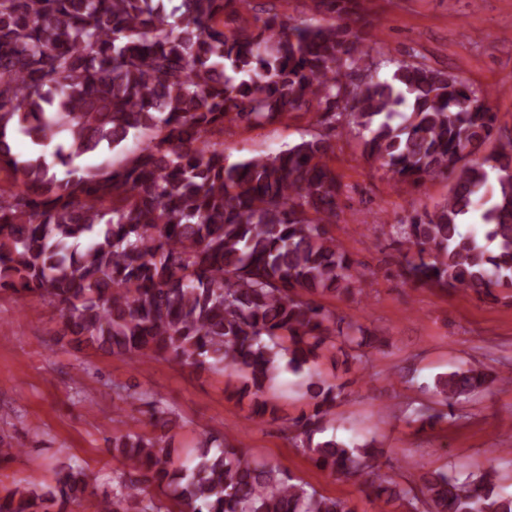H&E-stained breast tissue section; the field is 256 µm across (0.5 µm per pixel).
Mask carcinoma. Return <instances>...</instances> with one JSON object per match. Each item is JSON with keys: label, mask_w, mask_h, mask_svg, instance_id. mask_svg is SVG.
Returning a JSON list of instances; mask_svg holds the SVG:
<instances>
[{"label": "carcinoma", "mask_w": 512, "mask_h": 512, "mask_svg": "<svg viewBox=\"0 0 512 512\" xmlns=\"http://www.w3.org/2000/svg\"><path fill=\"white\" fill-rule=\"evenodd\" d=\"M314 3L329 21L291 20L288 0H180L170 13L165 0H0V290L38 298L63 335L113 355L240 373L228 398L248 400L254 419L277 416L267 389L285 358L311 406L285 430L315 467L365 478L368 496L402 512H512L493 467L464 480L435 472L415 489L370 444L315 440L343 392L315 370L322 347L339 338L361 363L367 346L361 324L316 300L368 286L329 235L344 194L330 135L230 163L226 125L318 112L332 131L368 132L363 155L397 183L453 174L444 203L389 230L401 276L493 299L512 292V131L478 156L497 113L449 72L402 60L355 82L374 66L351 26L359 0ZM248 7L254 25L229 27ZM132 131L144 140L128 160L72 168ZM17 134L32 145L24 157ZM474 216L479 237L461 231ZM498 380L458 369L434 390L446 405ZM116 394L169 426L158 394ZM200 447L183 463L160 437L113 436L122 469L95 512H352L225 438L205 433ZM88 491L70 466L54 485L1 494L0 512H65Z\"/></svg>", "instance_id": "carcinoma-1"}]
</instances>
